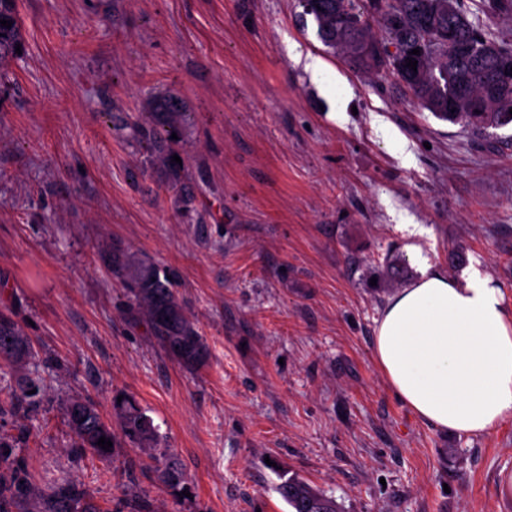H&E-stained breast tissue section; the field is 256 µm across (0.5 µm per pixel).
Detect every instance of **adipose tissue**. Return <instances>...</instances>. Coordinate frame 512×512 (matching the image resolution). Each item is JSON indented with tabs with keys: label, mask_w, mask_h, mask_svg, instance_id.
<instances>
[{
	"label": "adipose tissue",
	"mask_w": 512,
	"mask_h": 512,
	"mask_svg": "<svg viewBox=\"0 0 512 512\" xmlns=\"http://www.w3.org/2000/svg\"><path fill=\"white\" fill-rule=\"evenodd\" d=\"M375 360L425 423L479 436L512 417V312L490 277L459 284L426 266L385 303Z\"/></svg>",
	"instance_id": "ef3b65f1"
}]
</instances>
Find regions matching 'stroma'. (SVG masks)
Returning a JSON list of instances; mask_svg holds the SVG:
<instances>
[{
  "instance_id": "stroma-1",
  "label": "stroma",
  "mask_w": 512,
  "mask_h": 512,
  "mask_svg": "<svg viewBox=\"0 0 512 512\" xmlns=\"http://www.w3.org/2000/svg\"><path fill=\"white\" fill-rule=\"evenodd\" d=\"M0 86V311L37 350L0 371V436L36 490L64 476L98 512H289L291 477L338 512H512V418L476 437L424 423L373 345L425 265L493 278L512 311V126L486 137L421 109L394 76L330 53L299 0H19ZM326 68L312 78L298 55ZM172 91L190 201L111 115ZM176 269L205 366L166 354L102 257ZM406 265L402 280L372 267ZM44 391L10 407L20 378ZM134 395L176 456L173 497L128 443L76 451L63 407Z\"/></svg>"
}]
</instances>
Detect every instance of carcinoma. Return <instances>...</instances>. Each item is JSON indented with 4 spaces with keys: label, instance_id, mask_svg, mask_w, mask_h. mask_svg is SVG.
<instances>
[{
    "label": "carcinoma",
    "instance_id": "cac0c4a2",
    "mask_svg": "<svg viewBox=\"0 0 512 512\" xmlns=\"http://www.w3.org/2000/svg\"><path fill=\"white\" fill-rule=\"evenodd\" d=\"M455 11L448 13V0H307L303 14L317 23L318 36L331 51L339 50L349 65L364 74L387 71L417 98L435 117L463 122L486 131L512 123V81L496 80L499 58L512 65V48L503 46L486 31L481 22L471 20L461 0H454ZM0 77L3 66L18 58L16 46L24 44L18 0H0ZM420 54H412V50ZM417 61V70L406 67ZM479 99L489 111H468ZM150 119L132 125L137 142L149 150L164 171L169 190L187 195L184 166L172 161L179 154L181 121L185 103L176 93L160 94L149 105ZM177 138H171L172 134ZM110 275L125 285L126 308L146 319L147 330L170 355L188 366L203 364L208 349L203 336L186 316L177 296L178 274L161 270L142 261L134 273L128 272L126 255L114 250L104 258ZM9 337L11 348H0V360L19 362L34 357L32 346L11 312H0V342ZM112 408L119 419V430L104 420L98 408L87 401L72 399L64 415L72 433V447L100 459L112 457L97 445L100 437L112 443L122 438L149 453L158 461L159 480L179 494L186 489L180 461L158 451L159 435L150 416L130 395L113 397ZM14 444L0 438V467L7 470L0 479V512H9L13 502L27 503L32 512H96L79 484L61 479L37 499H31L32 481L28 471L15 462ZM290 512H337L336 502L297 478L277 487Z\"/></svg>",
    "mask_w": 512,
    "mask_h": 512
}]
</instances>
